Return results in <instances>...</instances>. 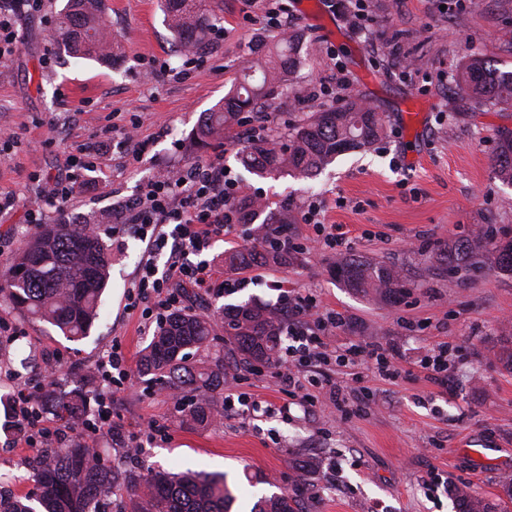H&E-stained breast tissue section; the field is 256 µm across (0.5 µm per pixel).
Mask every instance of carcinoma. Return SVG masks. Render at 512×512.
<instances>
[{
    "instance_id": "1",
    "label": "carcinoma",
    "mask_w": 512,
    "mask_h": 512,
    "mask_svg": "<svg viewBox=\"0 0 512 512\" xmlns=\"http://www.w3.org/2000/svg\"><path fill=\"white\" fill-rule=\"evenodd\" d=\"M214 0H162L166 25L178 47L195 50L209 37ZM106 26L104 0H66L55 19L50 39L66 52L98 61L112 59V44L102 38ZM300 37L289 34L267 41L261 54L244 68L240 82L224 100L202 113L196 143L205 145L238 120L275 98L290 80L297 61ZM461 87L481 101H512V71H502L485 59H472L458 74ZM386 134L382 113L354 96L333 108L312 112L299 123L288 141L250 136L238 151L241 163L253 174H291L309 178L347 152L369 147ZM495 169L502 183L512 185V133L499 135ZM242 218L251 224L267 205L243 195L238 199ZM288 205L269 212L254 229L250 247L224 252L225 268L237 271L253 265L286 267L295 251L272 240L273 225L290 224ZM437 260L447 270L497 268L512 271V240H496L479 234L438 249ZM111 256L106 244L86 232L80 223L49 224L27 242L5 272L0 292L24 316L56 327L70 341L89 335L98 318L99 300L107 286ZM336 278L348 288L390 301L406 283L393 267L368 259H350L336 265ZM224 339L217 342L210 318L190 310L174 312L157 328L143 350L137 373L187 397L181 413L186 422L205 428L220 414L218 402L224 390V358L241 363L271 366L279 362L286 336V310L250 300L220 307ZM210 352V362L191 360V351ZM58 415L77 418L87 413L89 398L80 388L58 395ZM37 497L0 489V512H126L109 497L120 483L129 496L131 512H230L232 497L224 476L180 473L149 468L129 469L117 461L104 462L99 451L79 440L66 448H54L33 462ZM457 512H498L499 504L486 501L467 489L453 493ZM252 512H297L295 499L286 492L258 501Z\"/></svg>"
}]
</instances>
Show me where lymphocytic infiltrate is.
I'll use <instances>...</instances> for the list:
<instances>
[{
    "instance_id": "1",
    "label": "lymphocytic infiltrate",
    "mask_w": 512,
    "mask_h": 512,
    "mask_svg": "<svg viewBox=\"0 0 512 512\" xmlns=\"http://www.w3.org/2000/svg\"><path fill=\"white\" fill-rule=\"evenodd\" d=\"M237 193L238 187L225 172L223 162L216 160L179 167L166 180L149 183L147 191L129 203L121 227L146 240L147 247L134 286L127 294L126 307L140 311L145 325L162 323L174 311L183 309L177 289L180 283H190L208 294L223 290V274L207 262H194L193 257L240 223L235 206ZM288 303L300 313L286 328L288 358L300 363H328L327 345L309 322L312 303L301 296L289 298ZM98 369L102 384L98 415L92 419L70 422L47 418L45 399L51 377H43L35 386H18L14 417L24 431L26 447L59 446L69 438L92 441L103 433L125 441L128 447L141 446L140 435L126 432L116 419V394L130 377L120 340H113Z\"/></svg>"
}]
</instances>
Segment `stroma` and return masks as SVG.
Segmentation results:
<instances>
[{"label":"stroma","mask_w":512,"mask_h":512,"mask_svg":"<svg viewBox=\"0 0 512 512\" xmlns=\"http://www.w3.org/2000/svg\"><path fill=\"white\" fill-rule=\"evenodd\" d=\"M282 2L302 40L292 80L266 108L272 136L287 138L304 113L349 95L386 115L380 142L338 156L308 180L249 174L236 159L238 125L208 148L192 137L201 113L223 100L262 43L277 36L267 0H223L198 56L176 51L159 0H105L114 36L109 63L69 57L51 43L63 0L18 12V48L0 65V131L13 136L0 150V193L16 200L0 213V271L36 234L28 216L41 203L44 177L68 175L78 148L99 156L94 172L78 175L67 204L69 220L84 224L135 199L147 181L173 168L223 160L241 191L269 206L287 202L299 214L319 205L323 224L339 226L347 245L310 249L313 226L295 222L288 227L300 246L293 265L244 270L246 287L220 297L192 293L194 308L252 297L274 304L288 293L311 297L321 315L343 319L320 332L334 360L295 366L300 391L282 390L273 370L225 360L224 393L232 403L207 429L181 423L168 390L131 377L117 408L125 426L149 439L130 458L122 444L99 439L103 457L138 468L225 474L235 512L287 490L297 492L298 512H455L453 484L496 499L501 478L512 474V368L501 358L512 349V271L451 275L434 255L437 245L487 227L512 237V187L500 182L491 160L499 131H512V103L475 101L457 80L473 56L512 71V0H363L358 24L352 0ZM322 86L330 96L319 95ZM133 123L149 143L138 162L123 139ZM99 234L112 270L87 338L67 340L0 297V316L24 330L0 344V480L13 479L21 494L35 482L10 459L37 451L22 445L5 407L31 376L22 359L36 355L45 376L63 355L71 369L60 374L54 393L80 388L94 396V366L113 339L121 338L135 363L152 338L138 314L124 309L143 242L113 234L108 224ZM352 256L401 270L402 296L383 302L340 283L336 265ZM443 342L448 382L441 385L423 363ZM369 343L393 353L396 377L362 363ZM340 355L349 364H338ZM306 393L314 399L308 407ZM155 422L168 425V435L150 434ZM481 448L483 462L473 455ZM299 461L322 467L303 481L294 468Z\"/></svg>","instance_id":"obj_1"}]
</instances>
